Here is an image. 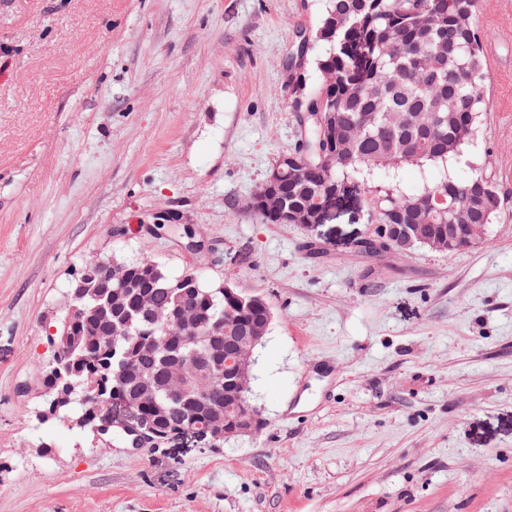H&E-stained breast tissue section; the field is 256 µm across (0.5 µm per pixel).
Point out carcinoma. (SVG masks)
<instances>
[{"label":"carcinoma","mask_w":512,"mask_h":512,"mask_svg":"<svg viewBox=\"0 0 512 512\" xmlns=\"http://www.w3.org/2000/svg\"><path fill=\"white\" fill-rule=\"evenodd\" d=\"M477 8L478 0H327L314 36L325 50L313 64L320 73L334 74L335 80L314 90L304 85L293 94L304 101L300 111L313 100L315 111L336 124V155L320 154L318 131L308 127L309 148L299 158L297 174L285 178L278 190L285 206L306 210L320 198L334 207L336 194L357 186L366 172L403 163H446L460 155L482 111L487 35L476 25ZM428 192L442 193L445 200L420 215L413 204ZM374 202L378 223L423 224L425 233L433 235L448 231L450 220L491 224L501 206L491 183L479 174L464 180L445 176L419 193L376 189ZM251 209L265 224L280 223L263 196L253 198ZM121 266L125 281L112 287L140 284L150 304L170 309L176 305L174 289L184 291L199 315L200 336L215 331L221 318L238 316L247 325H260L271 313L260 296L240 307L224 289L207 287L190 272L171 275L148 256ZM145 309L138 290L126 293L122 311L133 322L130 335L115 346L95 341L114 317L78 326L84 350L74 375L80 382L72 394L79 399L77 414L84 412L87 386L105 402L133 395L149 379L159 403L167 407L162 428L181 425L188 402L167 396L170 363L143 349L148 340L165 335L161 324L145 316ZM123 367L129 373L119 388L110 374Z\"/></svg>","instance_id":"cac0c4a2"}]
</instances>
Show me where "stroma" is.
<instances>
[{"mask_svg":"<svg viewBox=\"0 0 512 512\" xmlns=\"http://www.w3.org/2000/svg\"><path fill=\"white\" fill-rule=\"evenodd\" d=\"M323 0H0V512H512V0L474 137L372 171L304 229L248 202L300 137L286 61ZM483 173L487 245L368 254L371 186ZM179 215L192 236L142 224ZM149 254L273 311L261 422L153 446L42 419L49 338L87 260Z\"/></svg>","mask_w":512,"mask_h":512,"instance_id":"35a3bbf8","label":"stroma"}]
</instances>
